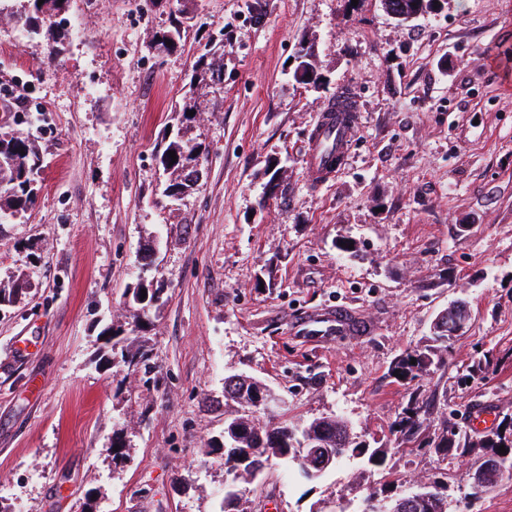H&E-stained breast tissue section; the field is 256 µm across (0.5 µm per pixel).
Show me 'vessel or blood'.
<instances>
[{"mask_svg": "<svg viewBox=\"0 0 512 512\" xmlns=\"http://www.w3.org/2000/svg\"><path fill=\"white\" fill-rule=\"evenodd\" d=\"M358 116L346 112L340 116L320 113L308 144L306 169L313 183L330 179L337 171L335 155H347L356 133ZM366 329L351 310L345 307L313 308L293 318L291 335L308 340H331L338 336H358Z\"/></svg>", "mask_w": 512, "mask_h": 512, "instance_id": "b4317fda", "label": "vessel or blood"}]
</instances>
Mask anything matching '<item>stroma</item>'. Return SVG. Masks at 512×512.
Returning <instances> with one entry per match:
<instances>
[{"mask_svg": "<svg viewBox=\"0 0 512 512\" xmlns=\"http://www.w3.org/2000/svg\"><path fill=\"white\" fill-rule=\"evenodd\" d=\"M64 17L53 62L47 36L0 22V89L34 108L17 129L43 158L36 206L0 225V282L31 284L27 302L0 309V512H218L224 467L205 444L223 435L234 373L291 417L335 415L382 439L406 401L391 362L459 300L465 333L421 390L447 394L459 426L479 405L512 413V69L489 63L512 49V0H445L404 26L383 0H71ZM178 24L182 40L158 52ZM217 37L222 80L197 97L192 131L209 151L203 179L174 200L159 163L180 129L171 107L193 95ZM300 44L326 90L294 80ZM339 90L357 97V131L317 186L308 138ZM142 274L167 295L141 333L160 369L152 388L118 385L97 362L104 328L138 334L122 301ZM321 306L357 310L369 332L290 335ZM484 354L493 369L471 371ZM120 423L130 456L117 465ZM387 446L402 482L447 473L448 512H512V481L472 495L478 453ZM382 482L349 459L315 482L275 464L245 496L254 512H351Z\"/></svg>", "mask_w": 512, "mask_h": 512, "instance_id": "obj_1", "label": "stroma"}]
</instances>
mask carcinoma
<instances>
[{
    "mask_svg": "<svg viewBox=\"0 0 512 512\" xmlns=\"http://www.w3.org/2000/svg\"><path fill=\"white\" fill-rule=\"evenodd\" d=\"M67 0H32V9L13 16V20L25 31H35L43 26L55 24V16L66 8ZM386 9L393 15L407 21V17L418 11H426L429 0H384ZM181 39V26L160 34L157 37L158 49L168 52L172 45ZM199 82L214 80L221 74L222 58L202 54L195 61ZM175 152L176 162H171L169 152ZM202 143L178 137L169 141L161 153L164 170L170 180L166 188L167 196L180 197L194 189L190 175L195 167L205 159ZM42 161L35 141L17 131L0 132V224L10 223L16 216L32 210L37 202L35 169ZM146 290L148 300L141 299V290ZM28 295L23 283L17 282L8 290L0 287V307L13 306ZM123 304L132 309L134 326L140 329L151 324L150 314L159 311L164 305L163 292L159 287L149 288L140 282L124 293ZM453 327L448 316L435 323L429 336L430 344L425 348L406 349L397 355L389 366L388 373H398L395 380L410 383L415 379L437 371L446 365L448 340L452 338ZM112 342V366L126 374L144 370L150 373L151 350L143 344H134L123 335L122 328L112 329L108 338ZM416 363H411V360ZM270 390L263 384L248 377L234 380L230 375L224 378V437L220 446L214 442L207 444L206 455L220 454L226 474L232 481L224 485V506L219 512H247L239 484L248 485L264 478L269 461L275 459L280 464L297 469L303 479H318L331 471L339 460L349 457L359 459L375 467L384 464L386 449L368 446L363 450V442L355 441L349 424L337 416H323L306 422L288 417V412L277 413L265 410V399ZM448 407V402H428L420 388L408 394L407 402L389 426L398 446L408 448H433L442 458L450 454L463 456L474 448L482 451L483 460L472 469L469 478L472 494L480 496L503 480H512V464L505 470L497 469L491 457L499 454V447L505 446L512 461V414L502 417L497 427L474 436L466 430L448 425V418L434 417L436 410ZM125 430L116 428L112 432V460L117 461L129 455L125 443ZM325 449L332 456V462L324 467L311 466L301 449L313 446ZM433 491V500L423 507L399 493L389 494V490L399 487L398 480L386 474L381 488L366 491L364 502L375 499H390L389 512H447L448 482L437 475L424 480Z\"/></svg>",
    "mask_w": 512,
    "mask_h": 512,
    "instance_id": "carcinoma-1",
    "label": "carcinoma"
}]
</instances>
